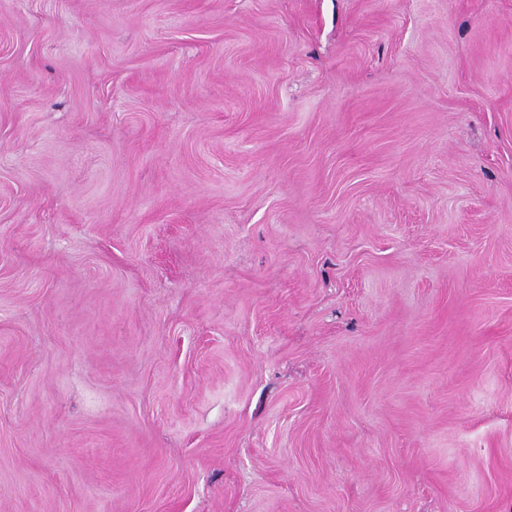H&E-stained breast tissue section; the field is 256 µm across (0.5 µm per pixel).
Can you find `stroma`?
<instances>
[{"label":"stroma","mask_w":512,"mask_h":512,"mask_svg":"<svg viewBox=\"0 0 512 512\" xmlns=\"http://www.w3.org/2000/svg\"><path fill=\"white\" fill-rule=\"evenodd\" d=\"M0 512H512V0H0Z\"/></svg>","instance_id":"stroma-1"}]
</instances>
